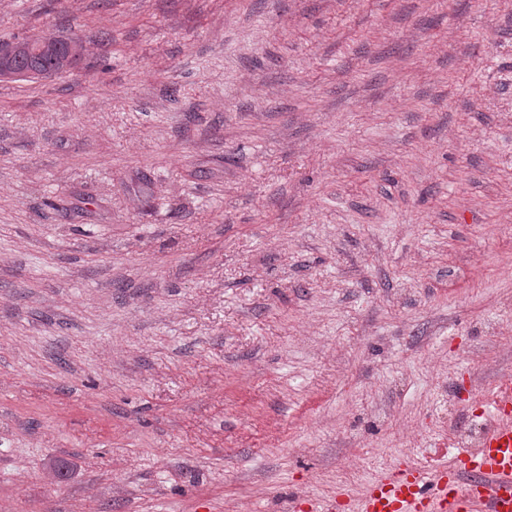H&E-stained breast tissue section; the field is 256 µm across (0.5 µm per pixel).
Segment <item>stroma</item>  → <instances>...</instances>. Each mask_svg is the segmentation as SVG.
<instances>
[{"label":"stroma","mask_w":512,"mask_h":512,"mask_svg":"<svg viewBox=\"0 0 512 512\" xmlns=\"http://www.w3.org/2000/svg\"><path fill=\"white\" fill-rule=\"evenodd\" d=\"M0 512H309L512 365V0H0ZM67 465L57 478V461ZM61 45L66 46L68 49V58L70 59V63L65 67V71L68 72L76 66L80 56L81 46L78 41L65 38L62 39L52 35L45 36L41 40L38 53L53 51ZM28 37L18 39L16 44L22 46L25 50L19 55L16 59V67L19 70H25L28 67V53L27 50H33L31 45L37 43V38L35 39H27ZM17 53V49L14 45L3 46L0 45V78H14L19 77L21 75L31 77V78H40L43 79H51L60 73L55 70H45V71H23L20 72L16 69L14 65V57Z\"/></svg>","instance_id":"35a3bbf8"}]
</instances>
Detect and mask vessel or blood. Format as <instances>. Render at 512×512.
I'll return each instance as SVG.
<instances>
[{"label":"vessel or blood","instance_id":"vessel-or-blood-1","mask_svg":"<svg viewBox=\"0 0 512 512\" xmlns=\"http://www.w3.org/2000/svg\"><path fill=\"white\" fill-rule=\"evenodd\" d=\"M481 447L458 449L452 462H411L379 475L357 498L337 494L315 512H512V386L491 397Z\"/></svg>","mask_w":512,"mask_h":512}]
</instances>
